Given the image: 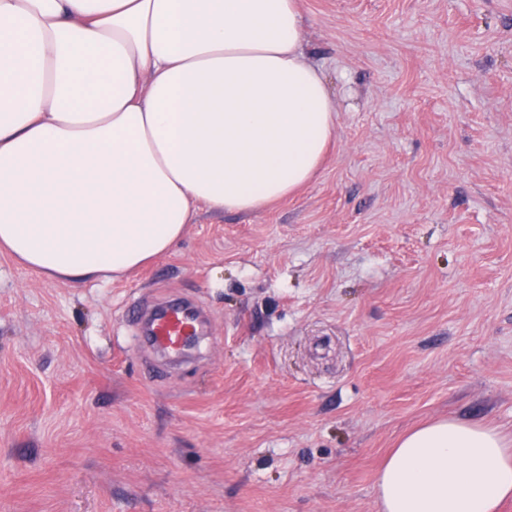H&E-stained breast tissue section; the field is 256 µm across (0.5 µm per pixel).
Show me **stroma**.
<instances>
[{
	"label": "stroma",
	"instance_id": "1",
	"mask_svg": "<svg viewBox=\"0 0 512 512\" xmlns=\"http://www.w3.org/2000/svg\"><path fill=\"white\" fill-rule=\"evenodd\" d=\"M338 107L296 195L109 282L0 253V512H378L438 418L512 435V0H301ZM196 301L158 379L128 311Z\"/></svg>",
	"mask_w": 512,
	"mask_h": 512
}]
</instances>
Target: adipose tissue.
<instances>
[{
	"label": "adipose tissue",
	"mask_w": 512,
	"mask_h": 512,
	"mask_svg": "<svg viewBox=\"0 0 512 512\" xmlns=\"http://www.w3.org/2000/svg\"><path fill=\"white\" fill-rule=\"evenodd\" d=\"M300 0H0V251L68 284L169 252L198 206L252 210L322 166L336 108ZM380 512H498L512 442L406 433Z\"/></svg>",
	"instance_id": "adipose-tissue-1"
}]
</instances>
